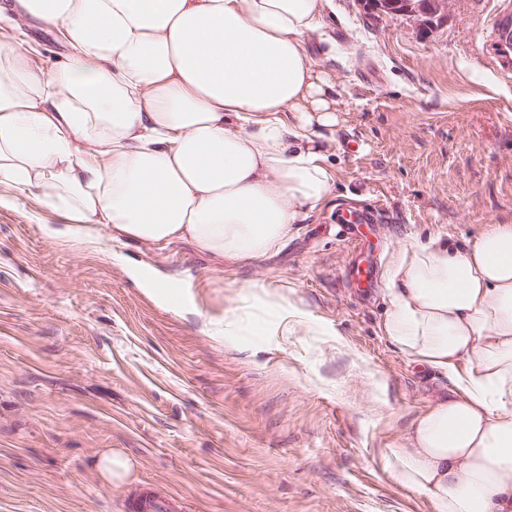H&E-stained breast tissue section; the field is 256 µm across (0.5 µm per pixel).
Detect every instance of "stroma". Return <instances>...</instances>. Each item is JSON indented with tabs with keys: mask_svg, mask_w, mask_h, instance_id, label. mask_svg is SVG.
<instances>
[{
	"mask_svg": "<svg viewBox=\"0 0 512 512\" xmlns=\"http://www.w3.org/2000/svg\"><path fill=\"white\" fill-rule=\"evenodd\" d=\"M499 3L448 0L426 30L325 0L310 43L340 91L320 139L334 184L272 255L72 237L0 185V512H124L142 487L188 512H434L380 451L448 378L384 335L385 284L344 287L355 246L330 216L389 215L364 232L380 272L404 244L512 224V73L485 52ZM231 316L237 335H212ZM110 448L136 461L126 480L102 474Z\"/></svg>",
	"mask_w": 512,
	"mask_h": 512,
	"instance_id": "stroma-1",
	"label": "stroma"
}]
</instances>
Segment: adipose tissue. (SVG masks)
<instances>
[{"mask_svg": "<svg viewBox=\"0 0 512 512\" xmlns=\"http://www.w3.org/2000/svg\"><path fill=\"white\" fill-rule=\"evenodd\" d=\"M323 4L0 0V22L50 27L63 49L47 72L27 40L0 50V184L74 235L278 251L334 183L319 138L339 91L307 43ZM384 277L385 335L451 384L385 468L435 512H512V224L456 251L402 246Z\"/></svg>", "mask_w": 512, "mask_h": 512, "instance_id": "1", "label": "adipose tissue"}]
</instances>
